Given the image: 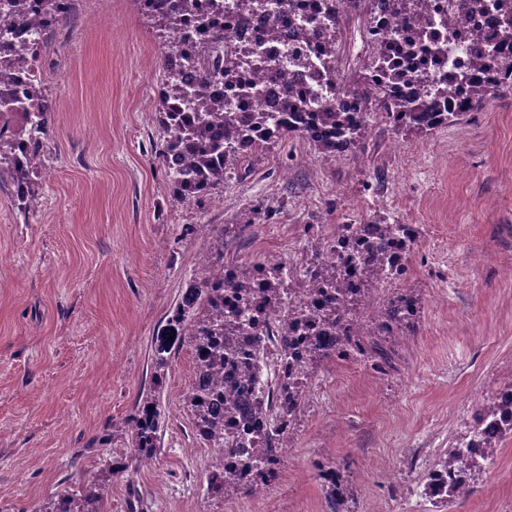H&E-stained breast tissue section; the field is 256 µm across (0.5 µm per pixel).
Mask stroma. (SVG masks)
I'll use <instances>...</instances> for the list:
<instances>
[{
    "instance_id": "35a3bbf8",
    "label": "stroma",
    "mask_w": 512,
    "mask_h": 512,
    "mask_svg": "<svg viewBox=\"0 0 512 512\" xmlns=\"http://www.w3.org/2000/svg\"><path fill=\"white\" fill-rule=\"evenodd\" d=\"M163 47L132 0H76L41 52L51 110L29 173L37 209L0 186V512H40L124 452L154 339L207 265L201 225L223 229L225 257L249 266L380 217L424 227L404 280L420 319L394 344L392 369L319 365L278 480L220 500L204 493L211 451L183 404L194 364L180 348L153 464L113 476L107 512H328L321 463L344 475L350 512L512 502V438L482 462L470 496L437 507L421 485L471 409L512 381V94L422 134L377 121L364 148L332 161L302 141L271 142L212 196L182 202L155 155ZM251 206L256 222L239 232Z\"/></svg>"
}]
</instances>
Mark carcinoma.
<instances>
[{"instance_id":"cac0c4a2","label":"carcinoma","mask_w":512,"mask_h":512,"mask_svg":"<svg viewBox=\"0 0 512 512\" xmlns=\"http://www.w3.org/2000/svg\"><path fill=\"white\" fill-rule=\"evenodd\" d=\"M198 0H162L156 11L145 14L153 27L172 43L177 35L181 17L197 9ZM482 5V0H466L461 13L448 21V39H453L455 29L464 26L473 9ZM330 25L326 51L336 55V42L339 35L337 17L326 15ZM480 64L488 66L487 56L497 55L498 79L501 85L476 81L469 91V108L448 113L452 123L462 116L484 107L498 93L512 91V61L499 56V48L492 50L481 46L471 48ZM16 50L7 41H0V72L9 71L14 65ZM384 75L393 79L401 78L391 58L378 54L371 62ZM180 67L199 75L198 92L206 91L216 80L238 89L239 95L250 97L249 83L241 79L243 64L237 53L220 55L210 46H202L196 52L182 56ZM166 99L156 108L159 122L163 125L166 139L162 157L176 155L175 168L165 167L168 177L180 198L185 200L205 196L224 185V176L240 162L237 144L246 133L264 130L270 137L259 140H243L250 150L274 140L290 137L289 129L278 116L265 111L261 103H256V111L247 113L254 126L244 129L235 125V119L225 112L224 100L212 98L201 109L185 112L170 111L169 103L187 102V92L182 86L179 74L164 68ZM410 102L395 99L392 101V128L403 131L424 132L432 129L425 121V101H416V111L408 113L404 122L399 114L405 112ZM36 113L35 130L37 135L28 143L7 151H0V184L11 183L17 187L16 199L23 210H30L37 204L34 195L27 189L29 177V155L37 154L42 148L41 136L45 135L46 112ZM314 119L333 129L338 140L311 138L318 152L329 159L359 148L364 144L370 125L356 124L346 112L338 111L336 100H329L322 111L314 113ZM202 232L212 237V249L208 266L199 279L189 283L181 301L173 308L161 332L154 341L151 353L153 387L141 398L134 415L127 424L130 432V459L139 463L151 459L159 447V431L163 416L160 408L159 388L172 355L187 345L191 348L195 371L194 382L186 394L184 402L195 432L207 447L213 449L207 461V495L219 498L231 491L246 489L242 475L251 469L262 470L267 480L277 477V466L287 444L280 435L268 430L264 433L255 429L259 421L281 423L286 428L293 424L301 411V399L288 391V379L304 384L311 380L313 369L321 363L363 354L369 350L367 337L383 336L398 343L414 334L415 310L418 295L414 289L395 294L382 307V316L392 320V328L365 327L356 337V350L336 349L325 343V337L313 334L306 337V356L285 361L286 378L278 388L264 395H249L256 381L254 359L257 351L266 342L276 341L283 352H288V336L294 320H319L327 325L329 332L336 331V322L343 308L353 310L367 300L369 286L381 281L379 266L367 263L361 268L362 288L353 293L346 288L345 273L333 262L311 261L302 278L289 279L282 266L273 263L262 266L265 278L264 287H254V273L257 266L235 267V277L227 283L226 290L231 300L224 301V294L215 284L224 282V230L204 228ZM265 309L268 314L278 317L277 337L263 338L251 317L250 311ZM250 433L258 435L252 441L253 447L242 446V440ZM460 461L457 443L440 454L428 474L424 494L442 504L459 498L454 492L442 493L434 490V477L448 472V467ZM116 470L107 467L100 478L89 479L77 488L64 487L55 499L49 502L50 512H103V499L107 483ZM345 492L343 481L325 488V498L330 512H345Z\"/></svg>"}]
</instances>
